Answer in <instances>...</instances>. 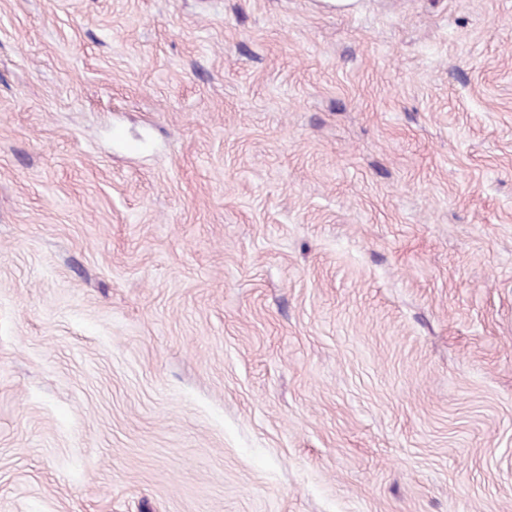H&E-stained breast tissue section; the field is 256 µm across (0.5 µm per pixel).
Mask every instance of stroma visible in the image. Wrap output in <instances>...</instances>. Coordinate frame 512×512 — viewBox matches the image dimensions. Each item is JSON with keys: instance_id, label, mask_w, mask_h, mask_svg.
<instances>
[{"instance_id": "stroma-1", "label": "stroma", "mask_w": 512, "mask_h": 512, "mask_svg": "<svg viewBox=\"0 0 512 512\" xmlns=\"http://www.w3.org/2000/svg\"><path fill=\"white\" fill-rule=\"evenodd\" d=\"M0 512H512V0H0Z\"/></svg>"}]
</instances>
